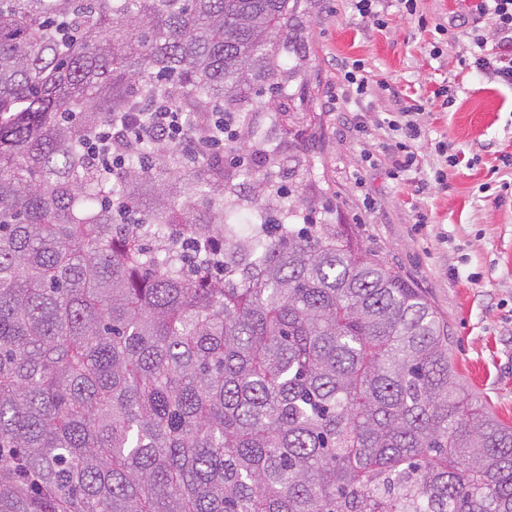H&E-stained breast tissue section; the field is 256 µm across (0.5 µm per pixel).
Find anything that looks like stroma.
<instances>
[{
  "label": "stroma",
  "instance_id": "35a3bbf8",
  "mask_svg": "<svg viewBox=\"0 0 512 512\" xmlns=\"http://www.w3.org/2000/svg\"><path fill=\"white\" fill-rule=\"evenodd\" d=\"M472 0H418L417 13L387 0L383 25L363 21L349 0H300L303 82L287 93L266 92L280 116L268 135L280 149L294 147L312 166L316 218L332 212L363 249L419 288L448 325L449 356L465 391L512 424V194L498 199L477 190L486 181L512 182V87L464 67L469 39L430 55L436 24L472 26ZM358 59L370 93L347 103L366 126L352 132L330 99L340 82V59ZM452 89L449 108L427 105L439 86ZM424 103V135L413 144L421 170L392 174V140L383 123L397 103ZM448 140L466 158L449 169L448 186H429L439 158L434 144Z\"/></svg>",
  "mask_w": 512,
  "mask_h": 512
}]
</instances>
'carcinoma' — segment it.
<instances>
[{
    "label": "carcinoma",
    "mask_w": 512,
    "mask_h": 512,
    "mask_svg": "<svg viewBox=\"0 0 512 512\" xmlns=\"http://www.w3.org/2000/svg\"><path fill=\"white\" fill-rule=\"evenodd\" d=\"M299 2L0 0V512H512V426L460 388L448 326L271 183L248 113L302 73ZM154 99L223 104L261 169L92 165ZM161 186L201 207L141 211Z\"/></svg>",
    "instance_id": "carcinoma-1"
}]
</instances>
